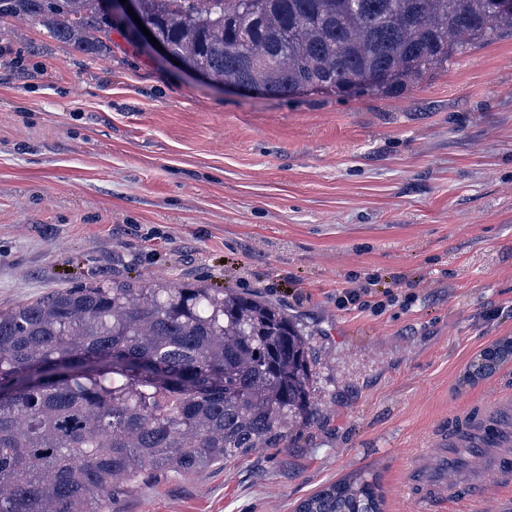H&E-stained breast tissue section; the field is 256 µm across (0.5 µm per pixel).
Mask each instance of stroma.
Segmentation results:
<instances>
[{
	"instance_id": "1",
	"label": "stroma",
	"mask_w": 512,
	"mask_h": 512,
	"mask_svg": "<svg viewBox=\"0 0 512 512\" xmlns=\"http://www.w3.org/2000/svg\"><path fill=\"white\" fill-rule=\"evenodd\" d=\"M206 285L308 336L317 407L287 438L134 484L112 512H295L337 480L383 512H512V484L445 507L406 466L484 404L512 345V38L376 95L215 86L126 21L92 54L0 20V308L61 288ZM369 287L381 310L339 306Z\"/></svg>"
}]
</instances>
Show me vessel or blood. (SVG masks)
Here are the masks:
<instances>
[{"instance_id":"obj_1","label":"vessel or blood","mask_w":512,"mask_h":512,"mask_svg":"<svg viewBox=\"0 0 512 512\" xmlns=\"http://www.w3.org/2000/svg\"><path fill=\"white\" fill-rule=\"evenodd\" d=\"M500 448L512 446V390L502 389L479 407L456 411L447 425L434 434L430 447L417 450L406 475L405 493L409 498L442 504L456 502L462 485L448 470L455 448ZM512 476V457L500 456L491 465L470 468L467 486L489 491V479Z\"/></svg>"}]
</instances>
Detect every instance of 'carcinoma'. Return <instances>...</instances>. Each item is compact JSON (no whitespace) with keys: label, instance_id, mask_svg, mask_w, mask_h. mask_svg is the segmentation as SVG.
<instances>
[{"label":"carcinoma","instance_id":"obj_1","mask_svg":"<svg viewBox=\"0 0 512 512\" xmlns=\"http://www.w3.org/2000/svg\"><path fill=\"white\" fill-rule=\"evenodd\" d=\"M182 65L274 96L385 95L512 36L490 0H137ZM77 51L105 45L101 0H0ZM387 71L385 84L365 74ZM307 339L285 312L205 286L90 284L0 309V512H112L144 476L205 470L309 421ZM345 478L296 512H382Z\"/></svg>","mask_w":512,"mask_h":512}]
</instances>
